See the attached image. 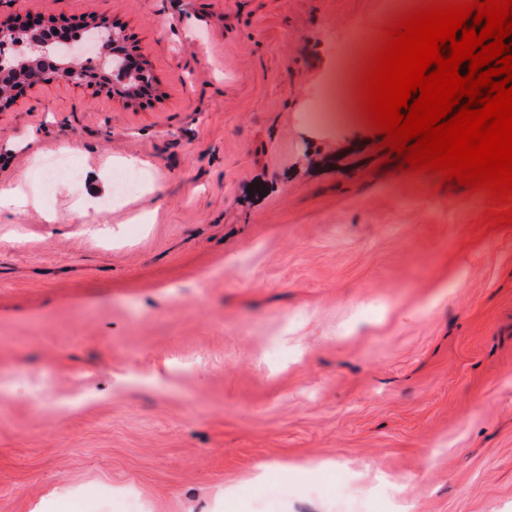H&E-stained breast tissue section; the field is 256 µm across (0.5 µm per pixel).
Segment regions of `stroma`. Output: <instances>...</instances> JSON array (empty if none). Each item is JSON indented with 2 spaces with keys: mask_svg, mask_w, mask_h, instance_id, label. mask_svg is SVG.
I'll list each match as a JSON object with an SVG mask.
<instances>
[{
  "mask_svg": "<svg viewBox=\"0 0 512 512\" xmlns=\"http://www.w3.org/2000/svg\"><path fill=\"white\" fill-rule=\"evenodd\" d=\"M386 2L0 0L1 24L114 21L155 78L0 110V188L29 198L0 214V366L51 394L0 400V512H391L380 469L411 512H512V226L385 171L376 135L305 136ZM60 155L81 179L49 195ZM128 157L147 186L87 205Z\"/></svg>",
  "mask_w": 512,
  "mask_h": 512,
  "instance_id": "1",
  "label": "stroma"
}]
</instances>
